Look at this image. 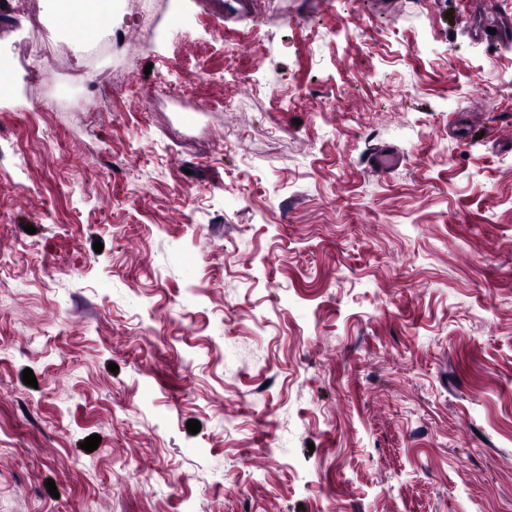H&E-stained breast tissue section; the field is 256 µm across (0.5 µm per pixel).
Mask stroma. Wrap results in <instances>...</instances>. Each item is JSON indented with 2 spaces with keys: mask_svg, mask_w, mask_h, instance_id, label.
<instances>
[{
  "mask_svg": "<svg viewBox=\"0 0 512 512\" xmlns=\"http://www.w3.org/2000/svg\"><path fill=\"white\" fill-rule=\"evenodd\" d=\"M479 10L114 0L92 58L0 0V512H512V44ZM26 55L34 57L39 63L42 73L51 76L57 69V56L45 47V41L34 39L26 48Z\"/></svg>",
  "mask_w": 512,
  "mask_h": 512,
  "instance_id": "obj_1",
  "label": "stroma"
}]
</instances>
